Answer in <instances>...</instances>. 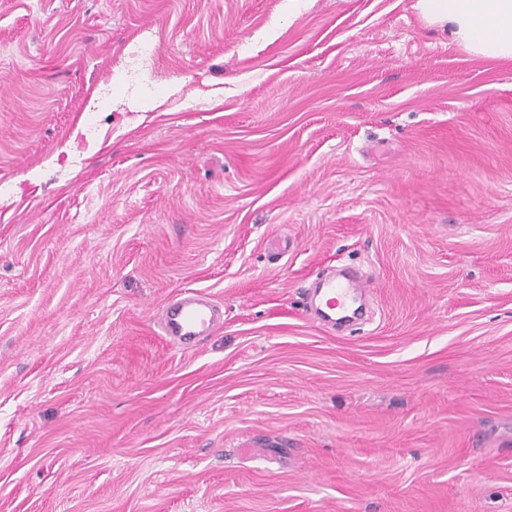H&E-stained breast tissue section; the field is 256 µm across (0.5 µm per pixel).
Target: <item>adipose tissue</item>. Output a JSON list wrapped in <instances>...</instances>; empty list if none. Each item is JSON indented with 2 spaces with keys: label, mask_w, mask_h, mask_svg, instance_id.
<instances>
[{
  "label": "adipose tissue",
  "mask_w": 512,
  "mask_h": 512,
  "mask_svg": "<svg viewBox=\"0 0 512 512\" xmlns=\"http://www.w3.org/2000/svg\"><path fill=\"white\" fill-rule=\"evenodd\" d=\"M422 18L483 58H512V0H417Z\"/></svg>",
  "instance_id": "obj_1"
}]
</instances>
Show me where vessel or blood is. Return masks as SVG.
I'll use <instances>...</instances> for the list:
<instances>
[{"label":"vessel or blood","instance_id":"1","mask_svg":"<svg viewBox=\"0 0 512 512\" xmlns=\"http://www.w3.org/2000/svg\"><path fill=\"white\" fill-rule=\"evenodd\" d=\"M370 289L368 280L349 277L324 279L319 303L329 313L351 310L355 302ZM164 336L176 346L196 343L215 334L224 324L221 310L209 295L190 290L181 298L165 305L158 315Z\"/></svg>","mask_w":512,"mask_h":512}]
</instances>
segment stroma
Returning a JSON list of instances; mask_svg holds the SVG:
<instances>
[{
    "instance_id": "35a3bbf8",
    "label": "stroma",
    "mask_w": 512,
    "mask_h": 512,
    "mask_svg": "<svg viewBox=\"0 0 512 512\" xmlns=\"http://www.w3.org/2000/svg\"><path fill=\"white\" fill-rule=\"evenodd\" d=\"M415 2L0 0V512H512V59ZM370 289V282L359 277L336 280V277L324 279L321 283L319 303L330 314L351 310L355 302ZM162 334L175 346L197 343L215 334L224 324L223 313L209 295L188 290L165 305L158 314Z\"/></svg>"
}]
</instances>
